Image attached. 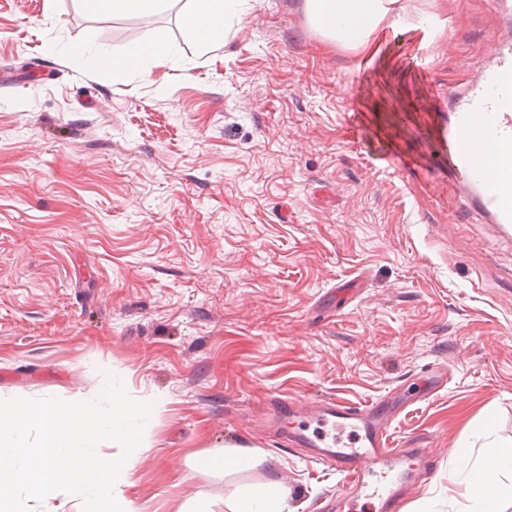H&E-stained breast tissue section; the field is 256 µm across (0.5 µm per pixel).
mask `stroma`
Wrapping results in <instances>:
<instances>
[{
  "mask_svg": "<svg viewBox=\"0 0 512 512\" xmlns=\"http://www.w3.org/2000/svg\"><path fill=\"white\" fill-rule=\"evenodd\" d=\"M189 7L0 0V74L14 77L0 82V398L90 400L107 370L157 401L125 489L136 512L272 478L290 512H323L342 477L282 439L273 398L393 390L398 447L432 460L402 512H467L487 440L512 441V236L445 181L441 130L449 88L512 16L405 0L407 21L434 14L444 30L398 34L382 71L327 44L305 0H248L208 53L182 25ZM156 38L169 59L92 66ZM419 47L428 109L404 63ZM239 446L254 465L199 464ZM98 11L120 14H149L162 8L168 0H87Z\"/></svg>",
  "mask_w": 512,
  "mask_h": 512,
  "instance_id": "obj_1",
  "label": "stroma"
}]
</instances>
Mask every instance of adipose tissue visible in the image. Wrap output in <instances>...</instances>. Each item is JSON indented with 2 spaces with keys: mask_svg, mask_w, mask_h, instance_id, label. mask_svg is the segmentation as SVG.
Wrapping results in <instances>:
<instances>
[{
  "mask_svg": "<svg viewBox=\"0 0 512 512\" xmlns=\"http://www.w3.org/2000/svg\"><path fill=\"white\" fill-rule=\"evenodd\" d=\"M183 16L186 31L202 51L223 42L235 18L242 14V0H191ZM311 23L336 45L364 53L375 62L389 35L407 27L400 0H306ZM512 473V446L489 447L480 465L470 475L473 512H501L504 499H512V484L500 481L501 473ZM231 512H288V493L271 480L251 488L239 498Z\"/></svg>",
  "mask_w": 512,
  "mask_h": 512,
  "instance_id": "ef3b65f1",
  "label": "adipose tissue"
}]
</instances>
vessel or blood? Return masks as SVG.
<instances>
[{"label":"vessel or blood","instance_id":"obj_1","mask_svg":"<svg viewBox=\"0 0 512 512\" xmlns=\"http://www.w3.org/2000/svg\"><path fill=\"white\" fill-rule=\"evenodd\" d=\"M489 41L492 64L464 92L448 95L453 105L443 137L452 179L507 231L512 229V30L496 31ZM277 404L291 427L292 442L323 444V462L336 468L344 483L364 499L380 500L384 512H398L403 503L386 493L382 477L395 472L400 463L431 468L422 451L395 447L390 433L396 410L392 399L339 401L315 410L281 396Z\"/></svg>","mask_w":512,"mask_h":512}]
</instances>
